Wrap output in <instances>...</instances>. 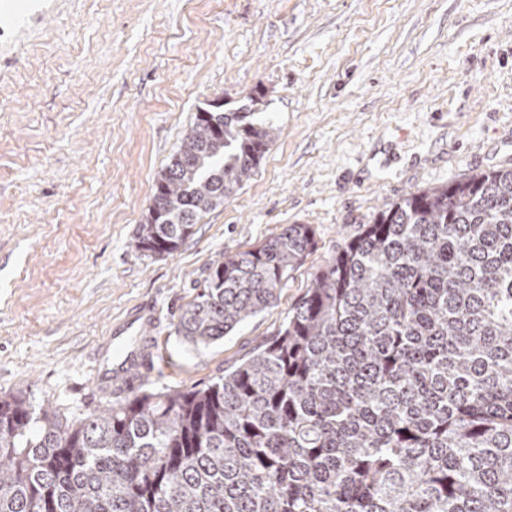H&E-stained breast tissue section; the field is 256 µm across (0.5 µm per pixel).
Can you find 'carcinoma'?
<instances>
[{
  "label": "carcinoma",
  "instance_id": "carcinoma-1",
  "mask_svg": "<svg viewBox=\"0 0 512 512\" xmlns=\"http://www.w3.org/2000/svg\"><path fill=\"white\" fill-rule=\"evenodd\" d=\"M252 116L197 109L138 250L173 254L243 187L275 133ZM315 246L289 224L212 262L178 335H229ZM0 512H512V169L385 205L204 388H139L71 423L1 394Z\"/></svg>",
  "mask_w": 512,
  "mask_h": 512
}]
</instances>
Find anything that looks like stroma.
Wrapping results in <instances>:
<instances>
[{"instance_id":"stroma-1","label":"stroma","mask_w":512,"mask_h":512,"mask_svg":"<svg viewBox=\"0 0 512 512\" xmlns=\"http://www.w3.org/2000/svg\"><path fill=\"white\" fill-rule=\"evenodd\" d=\"M277 136L170 256L134 245L199 106ZM0 394L76 420L112 402L101 340L153 303L144 387L203 388L272 337L386 204L512 169V0H6L0 7ZM289 224L316 248L278 302L199 348L176 333L209 265Z\"/></svg>"}]
</instances>
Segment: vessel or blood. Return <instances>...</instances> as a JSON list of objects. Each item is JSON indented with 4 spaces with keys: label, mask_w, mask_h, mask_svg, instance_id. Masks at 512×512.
Listing matches in <instances>:
<instances>
[{
    "label": "vessel or blood",
    "mask_w": 512,
    "mask_h": 512,
    "mask_svg": "<svg viewBox=\"0 0 512 512\" xmlns=\"http://www.w3.org/2000/svg\"><path fill=\"white\" fill-rule=\"evenodd\" d=\"M154 323L151 306L140 305L113 324L104 344L116 350L117 359L111 368H94L93 380L99 389L108 391L117 383L127 390L140 385L141 371L149 365L156 352L155 342L147 334Z\"/></svg>",
    "instance_id": "obj_1"
}]
</instances>
